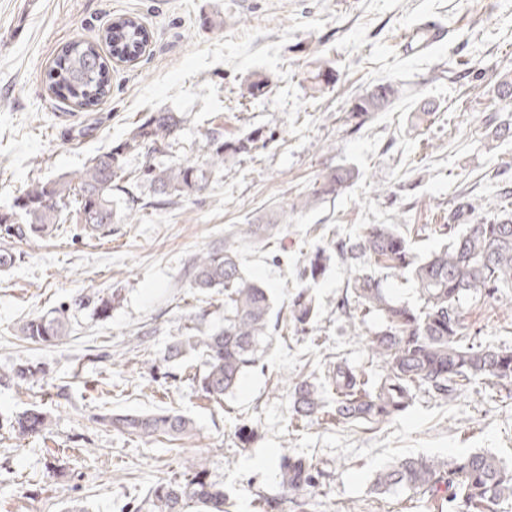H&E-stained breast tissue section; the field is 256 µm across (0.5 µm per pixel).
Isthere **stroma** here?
Listing matches in <instances>:
<instances>
[{
    "instance_id": "35a3bbf8",
    "label": "stroma",
    "mask_w": 512,
    "mask_h": 512,
    "mask_svg": "<svg viewBox=\"0 0 512 512\" xmlns=\"http://www.w3.org/2000/svg\"><path fill=\"white\" fill-rule=\"evenodd\" d=\"M139 17L151 47L134 65L111 64L112 90L83 110L56 98L45 74L73 40L95 41L113 18ZM436 22L440 43L404 47L406 32ZM330 67L336 80L315 86ZM512 77V0H0V209L27 184L82 169L123 141L148 112L180 113L169 160L200 155L209 121L221 117L225 140L255 135L247 154H226L224 168L197 197L147 207L98 237L62 225L52 239L0 236L13 253L0 270V371L29 362L46 378L26 388L0 386V512H122L155 481L181 473L185 458L209 460L231 494L229 512H254L258 494H277L282 449L327 471L307 512H430L409 491L371 492L376 471L401 455L454 458L481 450L512 463V385L473 383L443 403L417 393L411 407L368 427L331 419L295 424L283 373L322 379L343 357L370 367L366 335L377 315L338 307L348 271L331 257L312 285L318 316L309 333L273 340L222 405L207 401L184 365L163 362L178 328L213 327L224 296L201 294L183 277L186 260L222 244L238 224L265 223L273 210L308 192L339 165L353 168L342 194L291 213L270 237L240 242L247 275L269 288L273 312L287 303L307 253L355 237L370 224H404L418 255L442 241L456 194L495 201L512 190V99L498 83ZM272 77L262 96L244 85ZM390 81L402 96L381 112L349 115L351 98ZM436 112L421 116V101ZM117 296L108 317L93 307ZM64 311L66 336L22 340L19 325ZM467 341L512 348V294L474 292L464 300ZM50 411L45 435L16 440L9 421L31 406ZM173 408L197 427L183 441L132 440L97 423L107 412ZM258 431L240 447L235 427Z\"/></svg>"
}]
</instances>
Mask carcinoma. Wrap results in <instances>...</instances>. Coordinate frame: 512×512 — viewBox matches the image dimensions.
Returning <instances> with one entry per match:
<instances>
[{"instance_id":"1","label":"carcinoma","mask_w":512,"mask_h":512,"mask_svg":"<svg viewBox=\"0 0 512 512\" xmlns=\"http://www.w3.org/2000/svg\"><path fill=\"white\" fill-rule=\"evenodd\" d=\"M148 35L136 17L117 18L108 25L101 40L116 57L132 55ZM55 94L82 109H91L109 96L110 69L95 42L73 41L64 45L46 73ZM401 90L378 83L351 102L352 112H380L399 98ZM178 112H150L135 123L129 136L106 152L91 158L82 169L55 179L33 181L15 197L7 210H0V231L21 238L48 237L62 224H81L99 235L118 221L123 212L131 220L141 209L137 191L145 183L160 198L190 197L203 192L212 174L224 168V154L248 153L252 137L224 140L217 127L207 135L202 159L156 164L152 157L164 154L180 130ZM147 157L142 167L130 170V154ZM354 171L338 166L315 182L301 199L279 208L280 217L305 209L345 190ZM452 222H464L462 230L444 246L417 257L411 238L395 224H370L355 239L318 247L304 261L288 305V317L273 319L269 289L246 276L239 260L238 243L265 236L269 226L241 224L224 237V245L201 251L186 264L189 286L201 294L224 293V325L208 331L186 327L165 347V361L205 358L204 368L192 374L202 396L217 404L231 394L242 376L258 362V352L277 332L288 326H312L318 307L311 284L324 276L329 250L336 249L349 264L346 296L339 307L347 310L349 298L362 311L381 317L380 328L367 337V345L378 370L357 368L344 359L336 360L317 383L304 377L287 379L293 418L319 419L327 414L325 391L335 395L332 416L339 422L380 424L405 411L416 392L424 391L447 402L463 387L486 380L512 384V349L474 347L464 342L466 317L463 297L475 290L490 294L512 289V214L461 196ZM393 274L413 282L420 305L412 307L390 295L380 274ZM67 332L63 315L36 316L19 328L24 339L51 342ZM46 370L31 363L0 373V385L21 386ZM97 421L112 430L141 440L166 437L180 440L194 434L191 418L176 411L157 413H112ZM50 416L33 405L10 421L15 438L25 440L48 429ZM312 461L283 452L278 460L277 484L281 493L259 495L260 504L274 510L286 502L302 509L306 496L325 477ZM371 490L390 494L408 490L428 496L440 512L457 506L462 512H495V507L512 499V465L483 451L451 460L427 456H400L374 476ZM229 493L224 483L210 478L207 458L202 454L184 461L180 479L164 478L146 497L126 512H227Z\"/></svg>"}]
</instances>
